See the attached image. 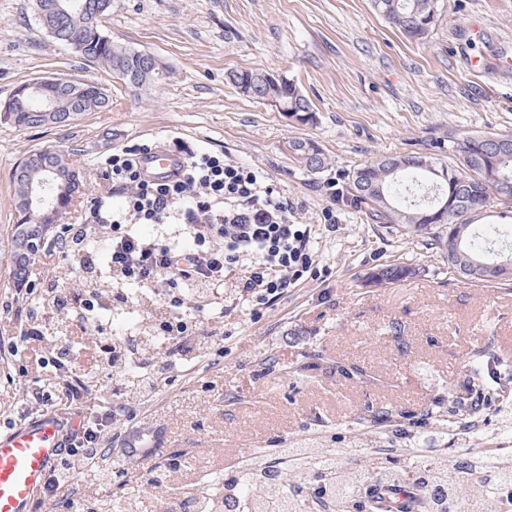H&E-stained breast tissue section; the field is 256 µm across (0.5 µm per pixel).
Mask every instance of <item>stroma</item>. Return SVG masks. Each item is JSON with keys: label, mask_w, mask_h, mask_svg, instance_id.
<instances>
[{"label": "stroma", "mask_w": 512, "mask_h": 512, "mask_svg": "<svg viewBox=\"0 0 512 512\" xmlns=\"http://www.w3.org/2000/svg\"><path fill=\"white\" fill-rule=\"evenodd\" d=\"M114 41L156 54L168 74L147 98L134 100L116 79L51 40L34 0H0V105L16 88L42 76H79L112 90V109L87 112L62 128L22 129L0 118V433L71 407L53 367L35 372L13 352L18 327L47 346L77 332L54 299L85 291L87 276L72 258L34 281L33 314L16 308L9 244L15 222L11 174L31 150L69 154L87 186L64 216L91 223L92 199L112 190L105 162L133 144L170 141L206 147L263 167L318 223L327 188L346 172L384 155L436 152L449 135L473 131L512 135V74L495 73L512 56V0H443L425 40L406 38L372 8L371 0H112L104 19ZM488 65L478 74L471 58ZM264 70L294 81L316 119L302 123L239 93L226 78ZM291 138L316 141L327 169L306 171L284 150ZM336 239L317 245L325 273L290 289L259 315L234 303L233 281L199 302L204 315L223 313L200 356L176 368L151 395L123 373L94 377L95 409L123 408L106 439L118 460L132 441L147 452L128 467L124 485L105 491L95 473L72 490L75 500L110 494L112 512H162L177 494L204 489L210 472H238L264 448H285L321 436L346 445L367 465L386 447L381 427L360 422L368 403L427 411L459 389L474 348L489 346L512 363V287L459 279L438 248L393 224H375L342 206ZM405 261L420 276L389 288H364L369 268ZM319 351L314 377L292 369L304 351ZM276 371H268L269 359ZM353 363L370 381L346 380L337 363ZM162 489L145 488L139 471L173 451Z\"/></svg>", "instance_id": "1"}]
</instances>
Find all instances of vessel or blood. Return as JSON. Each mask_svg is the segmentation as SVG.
<instances>
[{
    "label": "vessel or blood",
    "instance_id": "obj_1",
    "mask_svg": "<svg viewBox=\"0 0 512 512\" xmlns=\"http://www.w3.org/2000/svg\"><path fill=\"white\" fill-rule=\"evenodd\" d=\"M180 160V152L163 148L145 158L143 167L165 177L175 172ZM60 451L58 418L52 413L0 434V512H30Z\"/></svg>",
    "mask_w": 512,
    "mask_h": 512
}]
</instances>
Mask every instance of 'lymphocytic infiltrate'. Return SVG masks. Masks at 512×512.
Here are the masks:
<instances>
[{
  "mask_svg": "<svg viewBox=\"0 0 512 512\" xmlns=\"http://www.w3.org/2000/svg\"><path fill=\"white\" fill-rule=\"evenodd\" d=\"M151 151L142 144L113 155L105 168L112 192L93 199L91 212L107 230L108 267L113 278L128 284L116 294L118 306L132 304V289L160 287L166 313L158 326L170 336L166 369L182 365L194 350L203 322L192 299L201 289L222 288L235 275L239 300L253 312L269 307L288 289L316 277L318 238L339 231L335 207L322 211L319 224L298 221L299 205L273 183L262 168L208 150L186 154L177 177H152L139 164ZM177 225L174 237L147 236L142 226ZM79 255L90 273L96 258L86 227L65 224L42 242L41 258L63 252ZM79 422L63 418V454L52 466L36 501V512H49L63 490L78 485L85 472L104 474L109 456L104 442L116 420L109 410H81Z\"/></svg>",
  "mask_w": 512,
  "mask_h": 512,
  "instance_id": "obj_1",
  "label": "lymphocytic infiltrate"
}]
</instances>
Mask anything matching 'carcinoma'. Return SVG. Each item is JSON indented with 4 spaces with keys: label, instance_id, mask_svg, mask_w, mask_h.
Instances as JSON below:
<instances>
[{
    "label": "carcinoma",
    "instance_id": "carcinoma-1",
    "mask_svg": "<svg viewBox=\"0 0 512 512\" xmlns=\"http://www.w3.org/2000/svg\"><path fill=\"white\" fill-rule=\"evenodd\" d=\"M372 6L388 23L406 37L425 39L441 16V0H372ZM59 45L72 50L88 63L111 73L117 69L138 74L135 95L152 90L160 72L151 68L138 50L116 42L100 28H94L86 15L75 8L65 18ZM231 83L242 95L253 100L271 98L291 110L289 116L301 122L313 121L308 98L290 79L269 83L265 71L251 70L230 74ZM44 99L57 98L63 104L75 103L85 112H102L112 106L108 90L102 84L84 80L65 91L46 86ZM11 112L6 119L22 128L46 126L34 107L22 109L9 99ZM493 136L472 132L465 136L448 135V158L428 153L409 152L383 156L350 170L346 175L345 203L354 206L377 224H394L407 234L421 236L448 252V270L468 281L491 282L487 258L490 244L503 233L499 224H480L490 200L512 207V135H497L500 149L490 151L487 141ZM285 150L309 172L327 167L324 152L312 140L290 139ZM64 162L65 171L78 172L69 155L60 150L30 152L24 162L28 170L41 171ZM53 207L29 211L22 189L14 186V207L18 215L14 236L26 233L37 224L57 228L72 200L55 199L56 184L48 189ZM31 258L17 243L13 256V278L24 280ZM411 263L381 264L368 269L363 283L387 288L419 276ZM490 351L477 348L470 357L469 377L462 392L436 400L432 410L418 414L405 409L366 405L370 422L389 429L390 437L399 435L404 424L413 428L410 447L383 448L370 460L371 477L349 461L350 448H337L325 440L311 439L305 446L284 448L292 456L294 481L288 482L281 462L270 459L264 450L254 453L239 472L211 479L209 490L222 497L216 503L219 512H313L321 504L336 507V512H367L374 508L370 495L372 480L398 483L406 495L415 499L425 512H503L507 500L500 492L502 484L512 481V448H484L460 459L443 448H428V435L440 436L448 429L465 433L470 426L454 420L462 408L493 410L498 416L497 431L512 430V403L507 401L512 374L504 365L489 370ZM319 354L303 353L302 363L294 369L301 377H310L318 367Z\"/></svg>",
    "mask_w": 512,
    "mask_h": 512
}]
</instances>
